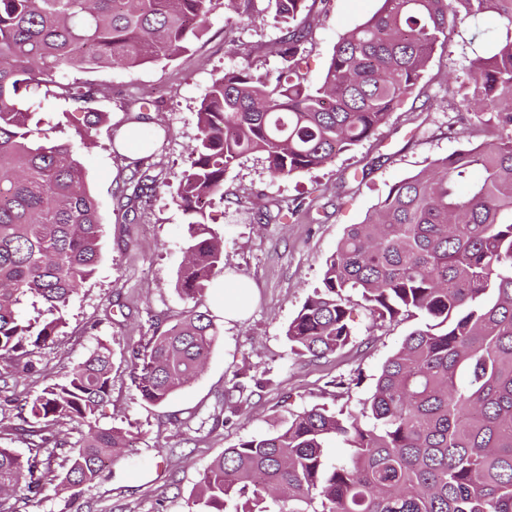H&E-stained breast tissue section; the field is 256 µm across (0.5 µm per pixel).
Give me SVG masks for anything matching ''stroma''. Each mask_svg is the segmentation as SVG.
Listing matches in <instances>:
<instances>
[{
	"mask_svg": "<svg viewBox=\"0 0 512 512\" xmlns=\"http://www.w3.org/2000/svg\"><path fill=\"white\" fill-rule=\"evenodd\" d=\"M380 0H331L327 14L313 20L306 79L318 85L334 47L363 23ZM250 20L217 7L205 35L174 61L107 78L112 97L95 102L109 121L91 149L78 158L98 203L103 237L93 277L64 311L66 324L51 346L35 355V369L19 373L0 392V446L32 456L25 437L11 431L21 404L63 379L98 346L112 349V395L96 414L102 427H133L138 440L124 459L109 465L85 486L78 501L46 489L21 512H189L192 495L208 465L224 449L272 430L284 409L327 406L359 413L370 397L384 361L416 327V319L380 321L353 306V341L319 360L291 353L289 322L321 284L325 262L345 228L361 223L395 183L435 159L484 142L477 120L457 122L454 104L473 58V30L449 29L423 74L421 95L409 97L370 138L349 147L326 166L287 178L269 175L263 155L244 156L224 177V196L209 207L210 227L224 249V266L214 283L194 300L177 290L185 257L187 221L172 200L187 166L200 102L216 75L250 59L255 71L280 67V37L267 0H252ZM149 99L141 107V99ZM143 111L157 132L154 175L160 188L147 202L124 196L133 148L118 150L116 125ZM266 222H259L261 211ZM250 284L253 303L241 319L224 317V290ZM206 312L216 329L206 365L189 385L164 404L143 402L132 383L133 351L185 311ZM346 385L331 387L333 378Z\"/></svg>",
	"mask_w": 512,
	"mask_h": 512,
	"instance_id": "obj_1",
	"label": "stroma"
}]
</instances>
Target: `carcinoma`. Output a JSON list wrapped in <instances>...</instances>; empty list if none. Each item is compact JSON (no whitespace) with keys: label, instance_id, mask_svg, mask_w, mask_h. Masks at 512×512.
I'll return each instance as SVG.
<instances>
[{"label":"carcinoma","instance_id":"cac0c4a2","mask_svg":"<svg viewBox=\"0 0 512 512\" xmlns=\"http://www.w3.org/2000/svg\"><path fill=\"white\" fill-rule=\"evenodd\" d=\"M251 0H0V369H34L55 342L60 313L95 272L101 251L97 203L77 159L108 115L91 104L112 96L106 79L72 72L134 70L190 51L220 5L248 15ZM268 0L281 31L282 67L256 74L247 63L213 80L197 112L199 133L174 200L187 217L177 275L186 299L224 264L207 207L242 157L261 153L274 177L321 167L369 138L419 88L448 29L487 16L495 49L472 59L459 112L483 119L490 139L436 159L394 184L360 224L346 227L286 337L299 357L323 358L350 344L348 306L358 296L382 321L422 317L382 364L358 415L324 406L289 411L280 428L224 450L204 471L194 512H512V0H382L337 42L320 86L302 72L315 5ZM43 87L70 103L63 113L80 141L40 137L23 92ZM146 155L129 165L133 200L150 198L156 137L145 117L126 119ZM481 176L470 178L472 172ZM26 297L53 318L24 320ZM214 340L205 314L190 310L157 327L133 351L141 399L164 404L201 371ZM112 354L101 345L46 386L15 431L36 449L60 448L56 426L87 429L68 468L50 474L39 455L23 461L0 447V512L55 485L77 500L105 461L136 439L97 424L109 400ZM331 437L346 457H324Z\"/></svg>","mask_w":512,"mask_h":512}]
</instances>
